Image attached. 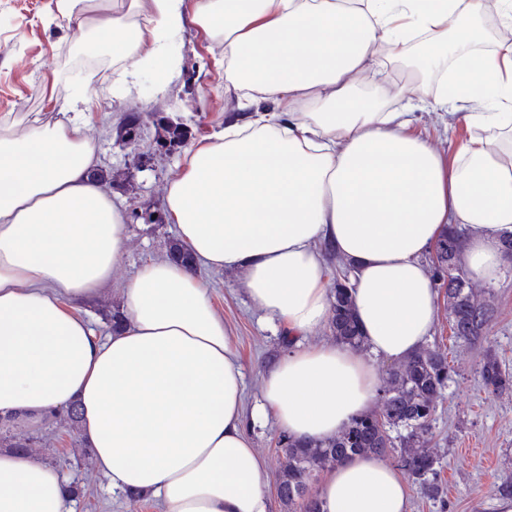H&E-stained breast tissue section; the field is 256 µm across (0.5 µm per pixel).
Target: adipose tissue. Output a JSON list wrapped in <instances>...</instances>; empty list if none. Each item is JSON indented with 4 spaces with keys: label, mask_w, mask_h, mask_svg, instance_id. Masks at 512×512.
Here are the masks:
<instances>
[{
    "label": "adipose tissue",
    "mask_w": 512,
    "mask_h": 512,
    "mask_svg": "<svg viewBox=\"0 0 512 512\" xmlns=\"http://www.w3.org/2000/svg\"><path fill=\"white\" fill-rule=\"evenodd\" d=\"M85 33H111L128 66L167 59L187 23L224 46V91L240 101L189 150L165 194L192 266L145 264L122 289L123 324L97 336L79 312L112 281L128 224L96 181L85 90L24 133L0 117V418L71 406L113 489L166 512H273L246 427L244 374L198 266L233 269L249 302L293 344L262 373L263 406L297 440L326 441L369 410L379 364L429 341L438 292L425 258L447 225L460 260L497 285L512 236V0H55ZM416 43L434 50L408 84L386 78ZM374 89L358 95L359 83ZM465 124L451 153L413 110ZM354 268L365 350L305 344L332 311L326 255ZM326 512H410L397 467L373 455L327 470ZM55 466L0 450V512H68Z\"/></svg>",
    "instance_id": "ef3b65f1"
}]
</instances>
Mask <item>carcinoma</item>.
<instances>
[{"label": "carcinoma", "instance_id": "carcinoma-1", "mask_svg": "<svg viewBox=\"0 0 512 512\" xmlns=\"http://www.w3.org/2000/svg\"><path fill=\"white\" fill-rule=\"evenodd\" d=\"M161 130L160 144L164 146L186 139L178 124L163 122ZM465 239L464 229L449 226L436 244L432 263L438 281L445 287L453 334L458 341L472 345L492 320L494 308L490 292L467 284L462 272H448V259L460 256ZM333 298L329 330L337 342L363 349L365 340L357 323L348 276L337 278ZM451 372L448 354L426 345L383 371L375 408L352 418L334 438L317 442L280 436L276 487L284 512H295L299 500L304 502L303 512H325L323 503L309 495L313 482L321 472L366 454L394 456L421 496L443 502L446 492L438 479L440 461L431 443L437 403L448 387ZM479 378L490 395L512 391V371L490 352L483 359Z\"/></svg>", "mask_w": 512, "mask_h": 512}]
</instances>
